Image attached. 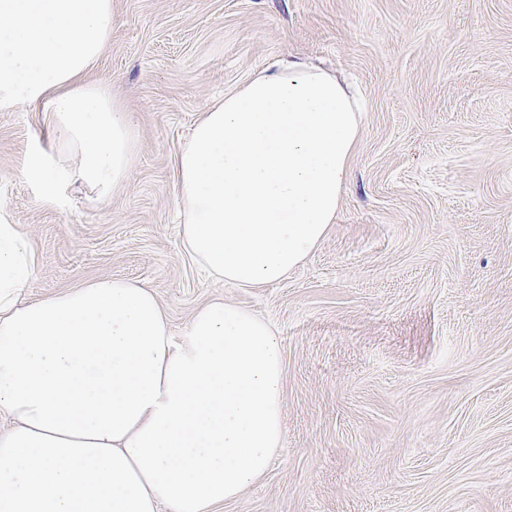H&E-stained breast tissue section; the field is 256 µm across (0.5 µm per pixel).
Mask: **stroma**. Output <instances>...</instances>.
<instances>
[{
    "instance_id": "stroma-1",
    "label": "stroma",
    "mask_w": 512,
    "mask_h": 512,
    "mask_svg": "<svg viewBox=\"0 0 512 512\" xmlns=\"http://www.w3.org/2000/svg\"><path fill=\"white\" fill-rule=\"evenodd\" d=\"M365 102L335 224L288 279L212 280L180 247L173 158L213 100L285 56ZM137 139L101 202H45L53 134L0 111V222L34 243L30 299L151 288L173 332L223 295L273 322L285 436L220 512H512V0H112L96 67Z\"/></svg>"
}]
</instances>
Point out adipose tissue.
<instances>
[{"mask_svg": "<svg viewBox=\"0 0 512 512\" xmlns=\"http://www.w3.org/2000/svg\"><path fill=\"white\" fill-rule=\"evenodd\" d=\"M112 0H0V110L41 108L25 176L47 202L129 179L132 123L93 72ZM360 100L291 57L201 113L173 159L181 245L214 280L283 281L336 220ZM31 238L0 224V512H218L284 437L274 326L217 297L174 335L156 294L99 278L23 299Z\"/></svg>", "mask_w": 512, "mask_h": 512, "instance_id": "obj_1", "label": "adipose tissue"}]
</instances>
